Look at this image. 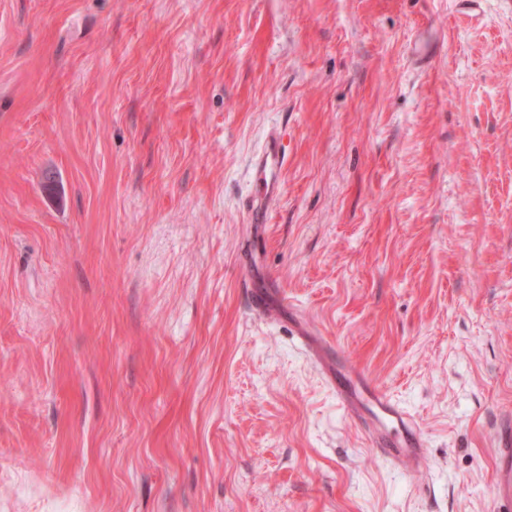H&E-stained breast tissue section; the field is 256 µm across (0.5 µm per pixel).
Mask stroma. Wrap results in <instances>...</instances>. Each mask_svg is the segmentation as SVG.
<instances>
[{"label":"stroma","mask_w":512,"mask_h":512,"mask_svg":"<svg viewBox=\"0 0 512 512\" xmlns=\"http://www.w3.org/2000/svg\"><path fill=\"white\" fill-rule=\"evenodd\" d=\"M296 322L425 468L376 456ZM508 411L512 10L0 0V512H494ZM283 136L277 129H271L263 151L252 161L251 168L255 196L246 203V216L250 224H262L269 209L278 200L280 186L278 175L285 163ZM322 343L320 359L328 385L345 414L363 428L376 454L402 471L424 466L425 441L410 414L362 370L329 363L324 357L327 341Z\"/></svg>","instance_id":"1"}]
</instances>
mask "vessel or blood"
I'll list each match as a JSON object with an SVG mask.
<instances>
[{
	"label": "vessel or blood",
	"instance_id": "1",
	"mask_svg": "<svg viewBox=\"0 0 512 512\" xmlns=\"http://www.w3.org/2000/svg\"><path fill=\"white\" fill-rule=\"evenodd\" d=\"M283 137L270 130L262 152L251 164L256 193L246 203L248 223L260 224L278 200V175L285 163ZM329 387L345 414L355 420L383 460L413 472L424 466L425 441L410 414L362 370L325 364ZM494 500L498 512H512V425L504 426L494 450Z\"/></svg>",
	"mask_w": 512,
	"mask_h": 512
}]
</instances>
